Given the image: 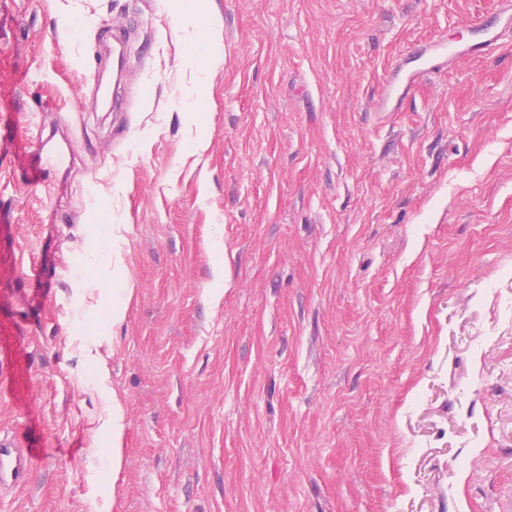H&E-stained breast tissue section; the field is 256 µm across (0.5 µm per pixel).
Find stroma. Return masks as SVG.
<instances>
[{"label": "stroma", "instance_id": "obj_1", "mask_svg": "<svg viewBox=\"0 0 512 512\" xmlns=\"http://www.w3.org/2000/svg\"><path fill=\"white\" fill-rule=\"evenodd\" d=\"M497 6L201 0L199 88L180 0H0V120L71 144L33 186L0 137V433L39 451L0 512H512V46L374 109ZM181 16L180 31L190 51L187 60L195 68L197 83L204 82L221 64L222 45L212 20L195 6L199 0H187ZM403 67L396 68L387 78L384 89L379 97L375 100L374 109L378 112H391V104L393 99L400 97L404 90L412 87L418 73H402ZM108 371L104 367H97L96 388L106 405V417L101 429L110 436L111 448H105L99 457L101 472L112 473L116 477L123 465V435L125 429V412L121 403L111 395L108 387Z\"/></svg>", "mask_w": 512, "mask_h": 512}]
</instances>
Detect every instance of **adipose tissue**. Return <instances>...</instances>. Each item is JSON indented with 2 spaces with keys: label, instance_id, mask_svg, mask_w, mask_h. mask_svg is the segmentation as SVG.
Returning <instances> with one entry per match:
<instances>
[{
  "label": "adipose tissue",
  "instance_id": "obj_1",
  "mask_svg": "<svg viewBox=\"0 0 512 512\" xmlns=\"http://www.w3.org/2000/svg\"><path fill=\"white\" fill-rule=\"evenodd\" d=\"M180 30L189 46L187 60L194 67L197 81H205L221 64L222 45L211 19L196 7V0H185ZM108 371L98 368L96 388L106 405V417L101 425L111 440L110 448L99 457V467L106 473H119L123 465V435L125 412L121 403L111 395Z\"/></svg>",
  "mask_w": 512,
  "mask_h": 512
}]
</instances>
